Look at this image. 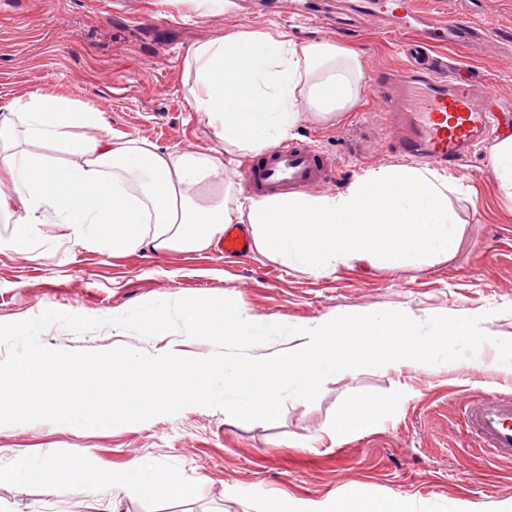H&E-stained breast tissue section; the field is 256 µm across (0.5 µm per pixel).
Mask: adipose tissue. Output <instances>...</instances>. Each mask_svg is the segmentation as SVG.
Masks as SVG:
<instances>
[{
  "mask_svg": "<svg viewBox=\"0 0 512 512\" xmlns=\"http://www.w3.org/2000/svg\"><path fill=\"white\" fill-rule=\"evenodd\" d=\"M185 65L194 75L189 104L207 115L218 143L255 154L288 138L302 110L325 118L354 106L362 80L356 58L334 45L299 46L255 31L199 43ZM79 127L97 133L76 135ZM60 152L77 164L61 165ZM223 167L215 155L163 151L113 134L101 110L68 97L29 93L0 113V219L12 226L0 247L62 224L76 242L112 252L202 251L223 237L225 225L246 224L258 253L318 277L358 263L420 271L452 258L461 242L448 204L458 183L433 170L370 171L333 195L242 198L214 183ZM70 473L46 456L0 469V482L49 485ZM87 483L97 491L132 484L154 495L178 491L144 460Z\"/></svg>",
  "mask_w": 512,
  "mask_h": 512,
  "instance_id": "1",
  "label": "adipose tissue"
}]
</instances>
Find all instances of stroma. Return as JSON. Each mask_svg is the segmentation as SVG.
Segmentation results:
<instances>
[{"instance_id": "obj_1", "label": "stroma", "mask_w": 512, "mask_h": 512, "mask_svg": "<svg viewBox=\"0 0 512 512\" xmlns=\"http://www.w3.org/2000/svg\"><path fill=\"white\" fill-rule=\"evenodd\" d=\"M292 0L262 13L260 0H0V113L25 94H62L103 110L117 135L160 149L213 153L218 143L203 113L192 110L184 61L196 44L249 30L287 35L305 45L354 50L364 78L403 65L401 36L382 23L339 34L295 14ZM432 16L466 14L493 34L473 49L435 48L461 75L492 84L512 112V0H414ZM383 116L361 91L348 111L322 119L303 112L290 137L315 145L337 163L341 186L368 170L405 165L375 149ZM486 141L458 173L450 195L463 234L456 254L418 272L341 267L313 276L259 253L235 260L204 251L147 248L102 253L75 243L63 225L33 240L27 253L0 250V324L51 309L87 317L176 294L221 297L247 314L303 325L365 310L412 309L421 318L482 316L492 337L512 339V202L489 166ZM50 349L160 354L164 341L118 335L105 327L77 334L54 325ZM512 396V379L467 359L400 372L380 367L327 379L314 401H285L274 422H244L224 409L190 406L174 416L107 428L73 430L48 420L0 425V468L52 456L90 473L122 471L137 459L174 475L181 490L153 496L138 487L119 495V512H387L395 497L419 512H512V462L490 461L469 447L458 400L488 391ZM378 403V423L325 439L349 403ZM0 512H101L75 479L53 491L0 483Z\"/></svg>"}]
</instances>
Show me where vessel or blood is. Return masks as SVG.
<instances>
[{"label": "vessel or blood", "mask_w": 512, "mask_h": 512, "mask_svg": "<svg viewBox=\"0 0 512 512\" xmlns=\"http://www.w3.org/2000/svg\"><path fill=\"white\" fill-rule=\"evenodd\" d=\"M360 20L383 21L389 31L404 35L408 65L383 70L370 79L371 98L380 109L387 135L380 150L422 164L456 170L487 140L498 136L503 110L492 88L462 78L451 60L432 55V48L474 47L485 37L465 14L424 17L411 0H351ZM339 168L311 145L286 141L266 150L246 166L243 187L257 195L332 190ZM220 248L225 257L242 259L251 251L247 230L224 228ZM462 419L473 447L493 460H512V398L494 392L464 402Z\"/></svg>", "instance_id": "vessel-or-blood-1"}]
</instances>
